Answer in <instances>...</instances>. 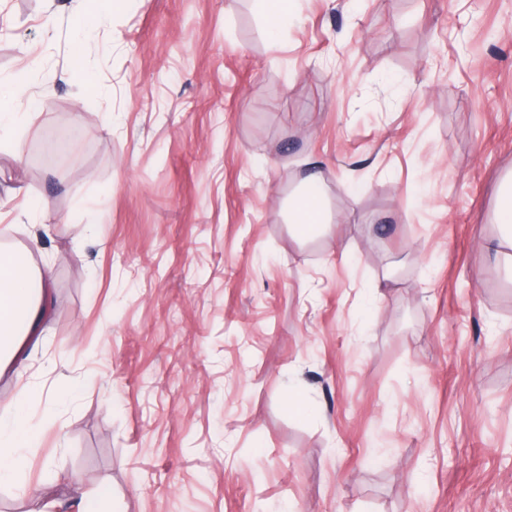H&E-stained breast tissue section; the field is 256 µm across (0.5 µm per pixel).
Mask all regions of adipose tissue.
Returning a JSON list of instances; mask_svg holds the SVG:
<instances>
[{"instance_id":"1","label":"adipose tissue","mask_w":512,"mask_h":512,"mask_svg":"<svg viewBox=\"0 0 512 512\" xmlns=\"http://www.w3.org/2000/svg\"><path fill=\"white\" fill-rule=\"evenodd\" d=\"M335 219L313 178H306L292 209V224L299 235L325 234ZM51 298L49 278L34 269L29 251L0 250V372L40 332ZM31 388L20 387L13 399L0 406V484L27 493L24 479L27 453L40 445L38 431L25 412Z\"/></svg>"}]
</instances>
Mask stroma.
<instances>
[{"mask_svg": "<svg viewBox=\"0 0 512 512\" xmlns=\"http://www.w3.org/2000/svg\"><path fill=\"white\" fill-rule=\"evenodd\" d=\"M21 71L0 248L52 300L11 512H512V0H0ZM315 183L312 177L305 179L292 209L290 224L306 238L325 234L335 223L334 215L323 194L317 192L319 187ZM496 224L499 226L500 239L512 243V178L500 188L496 207Z\"/></svg>", "mask_w": 512, "mask_h": 512, "instance_id": "1", "label": "stroma"}]
</instances>
